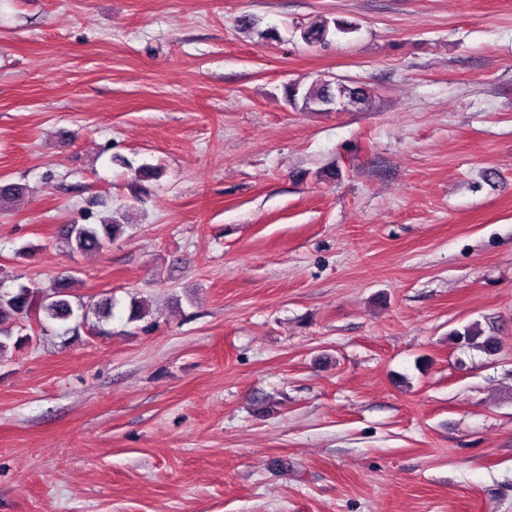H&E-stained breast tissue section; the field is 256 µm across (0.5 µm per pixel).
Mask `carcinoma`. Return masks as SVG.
Returning a JSON list of instances; mask_svg holds the SVG:
<instances>
[{
	"label": "carcinoma",
	"instance_id": "carcinoma-1",
	"mask_svg": "<svg viewBox=\"0 0 512 512\" xmlns=\"http://www.w3.org/2000/svg\"><path fill=\"white\" fill-rule=\"evenodd\" d=\"M347 33L356 29V23L333 19L321 18L301 28L303 40L311 45H322L327 42L330 27ZM302 95V109L320 110L322 107L336 101V99L354 100L362 94V90L347 87L342 96H336L333 87L329 83L312 86L304 93H299V88L291 86L288 89V98L292 103H297V95ZM121 225L112 222L101 224H66L61 228L62 239L66 245L77 251H97L104 247L105 243L112 241L120 231ZM72 277H61L50 288L19 287L14 292H0V353L9 347L16 328L24 329V323L34 319L39 323L46 320L66 321L73 309L70 301ZM451 338L458 344L474 345L484 351L496 350L497 340L493 336L484 335L477 323H470L460 329L450 332Z\"/></svg>",
	"mask_w": 512,
	"mask_h": 512
}]
</instances>
